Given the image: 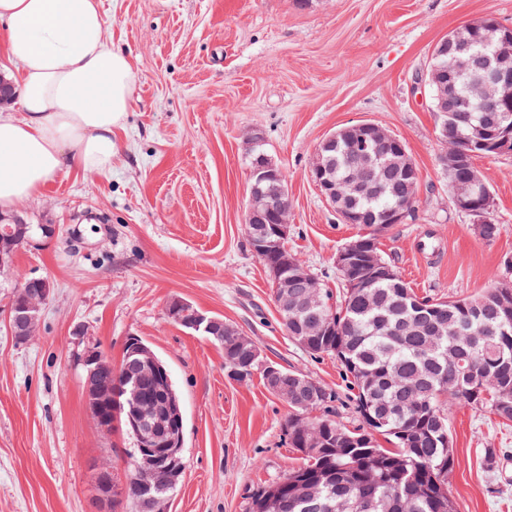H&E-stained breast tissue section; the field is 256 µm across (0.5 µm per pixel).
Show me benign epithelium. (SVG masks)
Returning a JSON list of instances; mask_svg holds the SVG:
<instances>
[{
    "label": "benign epithelium",
    "instance_id": "benign-epithelium-1",
    "mask_svg": "<svg viewBox=\"0 0 512 512\" xmlns=\"http://www.w3.org/2000/svg\"><path fill=\"white\" fill-rule=\"evenodd\" d=\"M492 26L499 32V42L504 52L494 61L481 58L470 51L469 43L461 40L453 30L443 37L433 48L432 58L436 63L429 66L426 78L432 92L433 112L441 123V134H448L458 127L461 113L472 111V103L478 102L486 112L483 123L474 128L469 138L459 147L442 153L439 163L447 170L464 167L469 170V178L454 186L451 194L453 204L460 210L476 217V223L487 221L486 211L492 201L488 185L479 175L470 157L480 150L494 154L512 153V28L497 22ZM353 133V143L360 146L371 144H394L402 157L406 170L408 186L407 204L394 207L387 212L385 223L402 224L411 214L408 203L417 197L421 174L408 155L402 143L395 135L377 123L361 122L348 126ZM339 132L326 136L319 144L316 157L310 166L308 176L321 195L335 204L339 191L336 184L324 177L322 150L336 142ZM280 169L274 163H257L250 170V192L246 208L245 223L261 224L269 220L264 234L255 241L254 254L261 257L271 253L275 261L268 264L270 277L280 298V307L286 311L297 309L317 310L314 327L322 332L329 323L324 315L325 297L319 280L304 267L293 262L283 242L288 237L289 209L284 202L273 195L261 192V186H273L280 180ZM14 231L0 239V270H11L17 247L31 245L34 240L28 235L29 225L14 215L10 219ZM336 269L349 288H363L368 282L380 278H393L392 267L373 256L365 263L351 245L342 247L335 258ZM38 288L34 291L29 285H17L9 306V326L11 334L19 341H26L38 328L43 307L53 290L50 280H35ZM190 304L173 298L166 306L169 319L176 323H187L195 331L216 338L222 335L224 321L193 310L192 319L184 321ZM131 354L135 358L130 363L129 378H146L169 387L170 378L165 365L141 341L132 338ZM81 364L88 367L106 365L102 351L91 346L84 350ZM319 395L318 386L309 379L295 378L287 398L303 409L311 407ZM130 425L138 439L140 463L145 476L150 478L158 471L166 478L177 482L182 473L180 450L183 439V416L178 403L174 400L156 401L151 405L135 407L130 416ZM95 484L98 502L103 505L101 512L112 510L114 480L112 466L100 465L96 470Z\"/></svg>",
    "mask_w": 512,
    "mask_h": 512
}]
</instances>
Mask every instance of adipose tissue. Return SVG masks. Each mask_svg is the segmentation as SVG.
Masks as SVG:
<instances>
[{"label":"adipose tissue","mask_w":512,"mask_h":512,"mask_svg":"<svg viewBox=\"0 0 512 512\" xmlns=\"http://www.w3.org/2000/svg\"><path fill=\"white\" fill-rule=\"evenodd\" d=\"M0 48L24 90L0 113V213L61 172L112 166L135 73L105 37L99 0H0Z\"/></svg>","instance_id":"adipose-tissue-1"}]
</instances>
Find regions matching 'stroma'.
Listing matches in <instances>:
<instances>
[{
  "label": "stroma",
  "mask_w": 512,
  "mask_h": 512,
  "mask_svg": "<svg viewBox=\"0 0 512 512\" xmlns=\"http://www.w3.org/2000/svg\"><path fill=\"white\" fill-rule=\"evenodd\" d=\"M106 36L130 56L135 83L112 168L61 172L17 211L55 236L17 251L0 274V512H93L95 466L126 481L135 441L103 433L80 357L105 350L120 367L135 336L167 366L183 412V473L169 512H250L251 496L302 463L288 443V403L260 374L239 382L224 349L168 319L174 297L224 317L265 362L335 395L331 417L361 427L349 380L331 355L286 334L267 270L245 233L248 139L288 173V249L338 290L337 251L359 234L308 177L323 138L374 122L406 145L422 175L414 212L380 248L421 297L462 299L512 280V153L474 165L503 226L486 242L457 209L439 166L442 139L423 76L434 45L485 15L512 25V0H101ZM53 293L34 336L7 320L15 272ZM457 512H512V425L452 407Z\"/></svg>",
  "instance_id": "obj_1"
}]
</instances>
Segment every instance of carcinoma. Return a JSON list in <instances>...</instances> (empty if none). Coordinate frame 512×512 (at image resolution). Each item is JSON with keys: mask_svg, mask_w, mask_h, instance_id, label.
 Returning <instances> with one entry per match:
<instances>
[{"mask_svg": "<svg viewBox=\"0 0 512 512\" xmlns=\"http://www.w3.org/2000/svg\"><path fill=\"white\" fill-rule=\"evenodd\" d=\"M331 168L338 182L357 174L358 163L345 143L336 146ZM400 197L387 193L375 199L357 195L349 202L355 210L379 216L397 205ZM376 224L352 244L381 252L379 238L372 236ZM493 288L458 300L423 302L441 310L448 321V334L437 345L425 335H400L399 325L411 321L415 310L401 289L390 281L376 280L361 290L344 289L339 303L329 301L326 314L332 326L315 336L303 349L311 355H334L351 377L356 408L366 428L350 430L327 416L309 417L293 409L286 429L292 447L304 448V434L316 432L317 451L278 480L281 497L270 507L262 504L264 490L252 496L250 512H337L346 498L372 505L370 512H455L448 497V474L454 459L450 443L442 441L448 431L452 405H480L504 422L512 421V326L507 334L482 335L493 313L487 305ZM310 312H290L282 325L288 334L303 328ZM224 366L238 381H246L259 369L249 346L241 344V332L231 323L224 326ZM472 358L474 371L465 379L455 375L452 361ZM95 378L110 383L112 401L101 405L110 418L127 421L129 401L148 400L155 393L144 382L138 387L126 380V370L105 366ZM417 435V442H404L397 431ZM388 437L394 450L375 444L373 433ZM324 471L331 479L313 497L299 494L296 482L312 481ZM124 501L132 505L144 494L138 467H132L124 485Z\"/></svg>", "mask_w": 512, "mask_h": 512, "instance_id": "cac0c4a2", "label": "carcinoma"}]
</instances>
